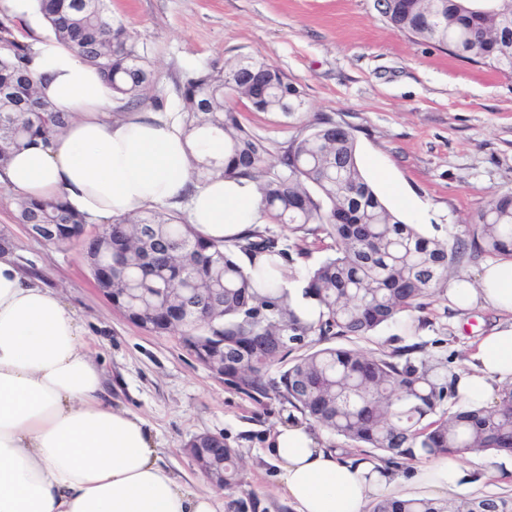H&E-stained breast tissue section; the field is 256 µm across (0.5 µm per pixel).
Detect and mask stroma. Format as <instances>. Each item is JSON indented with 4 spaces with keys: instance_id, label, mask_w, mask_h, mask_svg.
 Returning <instances> with one entry per match:
<instances>
[{
    "instance_id": "1",
    "label": "stroma",
    "mask_w": 512,
    "mask_h": 512,
    "mask_svg": "<svg viewBox=\"0 0 512 512\" xmlns=\"http://www.w3.org/2000/svg\"><path fill=\"white\" fill-rule=\"evenodd\" d=\"M154 72L144 114L182 117L178 85L185 72L213 62L256 57L284 72L302 92L300 114L245 110L242 124L279 153L305 122L332 118L353 129L365 177L402 220L447 244L465 239L487 200L512 191V75L409 40L378 13L375 0H109ZM16 199L0 185V231L13 238L24 274L59 291L85 323L115 405L147 423L164 464L193 490L239 512H292L266 455L273 430L298 412L275 394L246 395L183 348L178 336L129 321L99 290L73 241L51 245L16 224ZM265 230L288 247L287 268L302 273L334 253L320 225ZM512 317L490 309L462 312L446 297L401 314L362 338L332 337V346L370 355L409 349L414 359H442L465 369L483 338ZM199 434L222 437L239 458L243 483L213 485L185 448ZM497 479L460 498L512 499V457L485 455Z\"/></svg>"
}]
</instances>
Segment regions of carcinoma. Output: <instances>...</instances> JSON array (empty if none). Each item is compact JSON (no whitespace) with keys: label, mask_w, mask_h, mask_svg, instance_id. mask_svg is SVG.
<instances>
[{"label":"carcinoma","mask_w":512,"mask_h":512,"mask_svg":"<svg viewBox=\"0 0 512 512\" xmlns=\"http://www.w3.org/2000/svg\"><path fill=\"white\" fill-rule=\"evenodd\" d=\"M37 6L54 37L95 67L120 98H143L154 73L106 0H38ZM381 16L414 41L512 73V0L483 13L468 11L465 0H386ZM29 60V46L1 22L0 166L11 150L60 132L70 118L41 99ZM179 91L186 132L224 138V155L191 157L197 184L217 174L253 178L268 223L319 224L333 239L335 254L305 272L319 318L305 322L288 304L276 275L288 251L276 239L253 231L226 245L202 236L174 211L115 217L86 243L91 274L98 287L112 289L113 306L185 344L224 337L228 384L245 393L272 391L346 445L373 448L395 466L465 452L512 455V385L490 409L460 406L450 412L456 392L441 361L327 346L269 377L293 345L313 332L322 339L364 337L423 308L424 299L444 295L449 271L468 248L512 258V192L491 197L471 240L450 248L385 206L359 168L355 134L330 118L308 122L278 158L280 171L270 173V150L229 104L237 96L249 99L257 112L306 111L299 89L266 62L213 64L186 74ZM15 220L46 230L52 244L79 234L85 223L59 197L17 201ZM237 252L264 253L271 262L248 270L236 261ZM186 447L207 466L212 449L224 448L215 469L223 473L225 488L241 485L235 450L219 437L197 435ZM489 502L496 512H512V499L503 497H385L372 501L368 512H477Z\"/></svg>","instance_id":"1"}]
</instances>
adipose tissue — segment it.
I'll return each mask as SVG.
<instances>
[{
	"instance_id": "1",
	"label": "adipose tissue",
	"mask_w": 512,
	"mask_h": 512,
	"mask_svg": "<svg viewBox=\"0 0 512 512\" xmlns=\"http://www.w3.org/2000/svg\"><path fill=\"white\" fill-rule=\"evenodd\" d=\"M29 69L40 95L73 118L64 133L35 140L0 167L22 198L62 197L92 224L186 203L205 237L232 240L263 223L256 184L215 176L192 187L191 155L218 140L187 136L177 120L135 112L109 116L115 95L100 73L53 39L33 42ZM459 308L512 315V259L483 266L477 281L448 283ZM88 329L61 296L0 253V512H219L159 460L144 420L113 407ZM473 368L452 375L463 402L485 408L512 382V324L485 336ZM266 454L294 512H366L375 499L418 488L434 499L471 483L456 456L417 466L408 479L364 460L343 461L304 423H281Z\"/></svg>"
}]
</instances>
